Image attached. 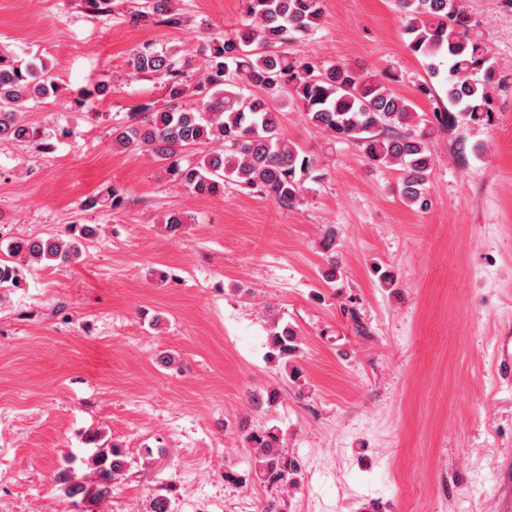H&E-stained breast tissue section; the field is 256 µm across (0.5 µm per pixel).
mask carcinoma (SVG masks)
<instances>
[{
	"label": "carcinoma",
	"instance_id": "carcinoma-1",
	"mask_svg": "<svg viewBox=\"0 0 512 512\" xmlns=\"http://www.w3.org/2000/svg\"><path fill=\"white\" fill-rule=\"evenodd\" d=\"M397 7L407 47L421 59L428 78L446 86L453 111L434 112L429 119L386 83L346 63L290 56L288 46L319 26L324 0H244V23L231 34L209 37L194 82L178 49L143 46L130 54L128 80L152 77L166 101L131 112L112 127V146L152 155L196 196H215L231 181L289 208L303 199L305 182L317 167L314 155L282 131L283 108L292 103L329 137L354 145L377 166L395 169L402 201L426 210L433 134L493 125V91L501 78L489 63L488 46L475 30L466 0H397ZM126 15L135 25L178 28L184 22L178 0H143ZM58 92L44 63L0 56V140L42 146L40 132L27 120V103L55 99ZM8 253L9 258H0V288L17 286L24 271L36 266L74 262L82 249L55 234L17 240ZM300 344L292 324L271 322L267 358L282 364L294 380L302 377L293 363ZM246 442L255 449L253 471L261 486L280 488L297 480L299 462L283 448L276 429L252 432ZM90 460L96 471L93 485L69 472L62 481L67 496L92 506L111 497L112 483L125 475L128 462L116 446L95 451Z\"/></svg>",
	"mask_w": 512,
	"mask_h": 512
}]
</instances>
